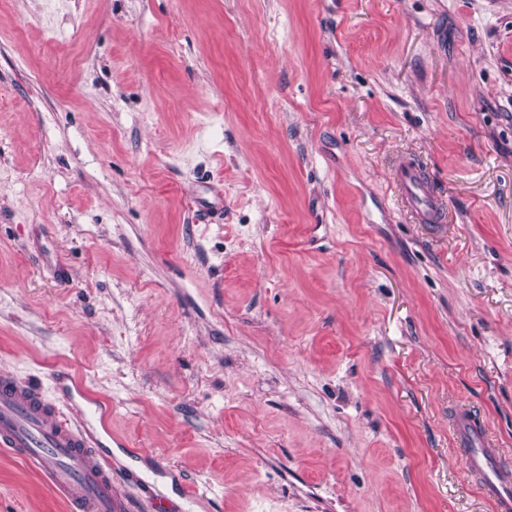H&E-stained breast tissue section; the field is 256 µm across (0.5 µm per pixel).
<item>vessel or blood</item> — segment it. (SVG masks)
Returning <instances> with one entry per match:
<instances>
[{"label": "vessel or blood", "instance_id": "vessel-or-blood-1", "mask_svg": "<svg viewBox=\"0 0 512 512\" xmlns=\"http://www.w3.org/2000/svg\"><path fill=\"white\" fill-rule=\"evenodd\" d=\"M391 175L395 192L417 223L445 221L446 203L417 158L395 159ZM52 379L80 415L81 426H72L39 384L0 370V448L41 474L68 512H122L112 477L115 440L102 402L68 370H55ZM455 435L467 470L480 479L482 495L495 512H512V466L490 448L484 424L475 413L461 410Z\"/></svg>", "mask_w": 512, "mask_h": 512}]
</instances>
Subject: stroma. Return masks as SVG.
<instances>
[{"label":"stroma","mask_w":512,"mask_h":512,"mask_svg":"<svg viewBox=\"0 0 512 512\" xmlns=\"http://www.w3.org/2000/svg\"><path fill=\"white\" fill-rule=\"evenodd\" d=\"M56 367L131 507L494 512L448 418L512 460V0H0V369ZM0 512L67 508L0 450ZM395 192L418 224H443L447 206L434 189L420 161L414 156H401L392 164Z\"/></svg>","instance_id":"35a3bbf8"}]
</instances>
